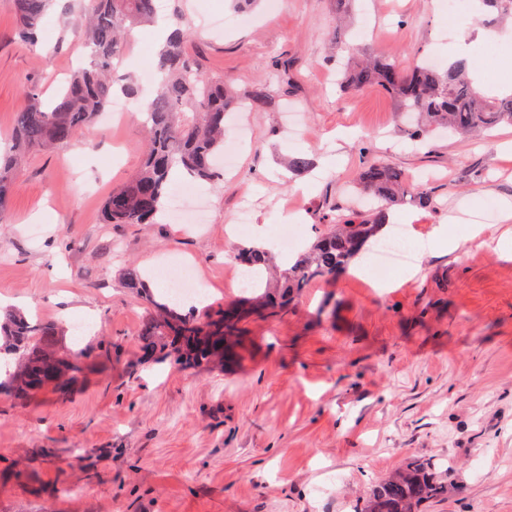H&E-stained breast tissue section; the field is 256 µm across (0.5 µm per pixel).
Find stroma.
Wrapping results in <instances>:
<instances>
[{
    "label": "stroma",
    "instance_id": "obj_1",
    "mask_svg": "<svg viewBox=\"0 0 512 512\" xmlns=\"http://www.w3.org/2000/svg\"><path fill=\"white\" fill-rule=\"evenodd\" d=\"M194 20L189 50L207 74L239 94L270 84L265 107L230 113L252 144L234 172L209 185L202 229L176 212L156 224H104L103 202L139 167L145 130L135 105L73 142L31 154L0 210V307L39 312L64 347L95 358L63 396L26 401L0 390V512H354L372 485L408 460L450 470L455 491L424 512H512V259L496 239L512 220V126L478 142L440 133L409 144L395 100L383 90L340 92L337 61L362 53L410 69L478 58V88L512 93L499 50L448 16V0H354L344 24L336 0H257L237 18L232 0H159ZM233 18L211 27L208 18ZM12 0H0V146L30 87L53 97L88 60L61 6L40 41L19 46ZM309 158L302 173L290 157ZM425 185L434 205L392 207L407 236L447 225L450 253L419 250L420 274L389 292L343 273L312 283L283 315L249 321L231 366L195 369L141 357L143 300L122 285L127 269L164 258L196 264L216 308L240 300V247L301 224L311 244L347 197L366 158ZM251 222L231 233L243 204ZM492 212L483 238L468 235ZM92 316L93 335L75 318Z\"/></svg>",
    "mask_w": 512,
    "mask_h": 512
}]
</instances>
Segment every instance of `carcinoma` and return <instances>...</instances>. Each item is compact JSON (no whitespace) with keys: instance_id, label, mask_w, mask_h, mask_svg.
<instances>
[{"instance_id":"obj_1","label":"carcinoma","mask_w":512,"mask_h":512,"mask_svg":"<svg viewBox=\"0 0 512 512\" xmlns=\"http://www.w3.org/2000/svg\"><path fill=\"white\" fill-rule=\"evenodd\" d=\"M55 2L12 0L18 43L34 44L38 24ZM74 10L87 17L84 37L91 48V61L72 73L56 100L45 103L41 92L32 89L15 113L12 135L0 153V209L7 204L13 170L21 157L34 149L75 140L109 107L114 86L110 74L126 53L127 35L133 28L153 22L156 0H72L64 9V27H69ZM482 13L512 20V0H482ZM191 37L188 14L175 11L171 34L150 64L158 75L156 95L141 108L150 146L136 172L113 188L105 200L107 224L152 222L164 208L174 168L195 180H219L222 172L214 159L224 150L226 115L251 106L260 108L271 97L268 85L241 97L224 77L203 74L187 49ZM341 75L343 87H377L396 100L399 111L415 116L404 129L413 142L425 141L437 127L476 136L489 134L500 124L512 125V93L482 95L463 60L442 69L423 61L402 71L387 58L371 56L343 65ZM355 188L369 200L365 209L341 210L335 222L282 273L279 286L258 299L208 309L200 318L187 316L180 313L177 303L155 300L141 274L128 271L123 287L152 308L140 331L143 358L169 359L185 367L232 358L252 317L285 313L310 282L338 276L367 244L381 242L392 206L407 200L424 208L433 204L432 195L424 189L415 191L401 169L375 158L360 167ZM274 260L272 251L260 247H243L238 253V261L248 273L253 267H269ZM59 336L55 324L34 322L19 312L0 323V351L16 357L15 369L0 384L17 400L43 389L64 395L83 371L93 351L65 352L60 349ZM449 474L429 463L409 461L376 482L356 512H421L424 504L448 497L452 489Z\"/></svg>"}]
</instances>
